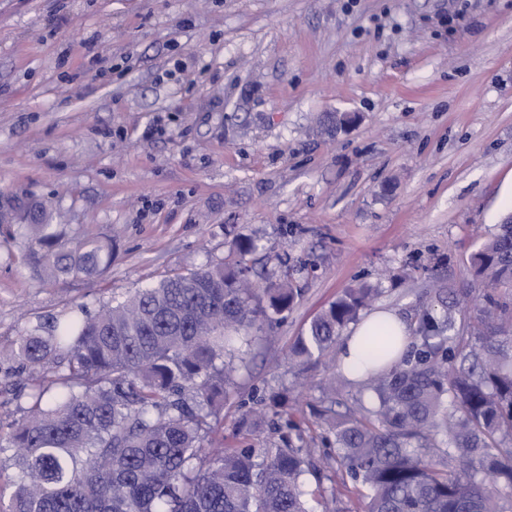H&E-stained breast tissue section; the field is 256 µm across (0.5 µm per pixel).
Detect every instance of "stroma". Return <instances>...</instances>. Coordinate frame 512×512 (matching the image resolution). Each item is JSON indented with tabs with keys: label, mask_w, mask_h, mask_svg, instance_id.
Here are the masks:
<instances>
[{
	"label": "stroma",
	"mask_w": 512,
	"mask_h": 512,
	"mask_svg": "<svg viewBox=\"0 0 512 512\" xmlns=\"http://www.w3.org/2000/svg\"><path fill=\"white\" fill-rule=\"evenodd\" d=\"M330 112L357 120L330 133ZM511 181L512 0H0V424L24 406L7 354L23 327L250 236L258 284L301 295L244 346L217 438L281 448L294 421L340 489L315 415L340 357L300 364L289 345L360 283L410 323L440 285L483 301L468 261ZM34 205L111 236V266L42 282L17 231Z\"/></svg>",
	"instance_id": "1"
}]
</instances>
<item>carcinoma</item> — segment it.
I'll list each match as a JSON object with an SVG mask.
<instances>
[{
    "mask_svg": "<svg viewBox=\"0 0 512 512\" xmlns=\"http://www.w3.org/2000/svg\"><path fill=\"white\" fill-rule=\"evenodd\" d=\"M27 263L46 283L93 279L112 265V237H69L29 212L19 225ZM243 236L235 258L178 273L114 299L39 320L10 355L28 375L27 407L0 426V469L18 470L0 512H308L307 450L207 447L221 423L238 344L279 322L299 296L287 282L250 284ZM481 288H512V223L472 253ZM378 289L360 284L318 313L288 357L317 363ZM438 288L417 313L413 350L384 328L392 356L369 372L375 405L317 412L336 470L360 489L364 512H512V320L497 302L468 330Z\"/></svg>",
    "mask_w": 512,
    "mask_h": 512,
    "instance_id": "cac0c4a2",
    "label": "carcinoma"
}]
</instances>
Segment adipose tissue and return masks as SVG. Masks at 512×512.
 Returning a JSON list of instances; mask_svg holds the SVG:
<instances>
[{
    "label": "adipose tissue",
    "mask_w": 512,
    "mask_h": 512,
    "mask_svg": "<svg viewBox=\"0 0 512 512\" xmlns=\"http://www.w3.org/2000/svg\"><path fill=\"white\" fill-rule=\"evenodd\" d=\"M381 322L390 326L394 335L404 337L410 333L408 323L396 313L377 311L365 317L345 337L341 348L342 366L351 380L363 381L366 364L377 361L379 350L370 341L369 335L373 327Z\"/></svg>",
    "instance_id": "1"
}]
</instances>
